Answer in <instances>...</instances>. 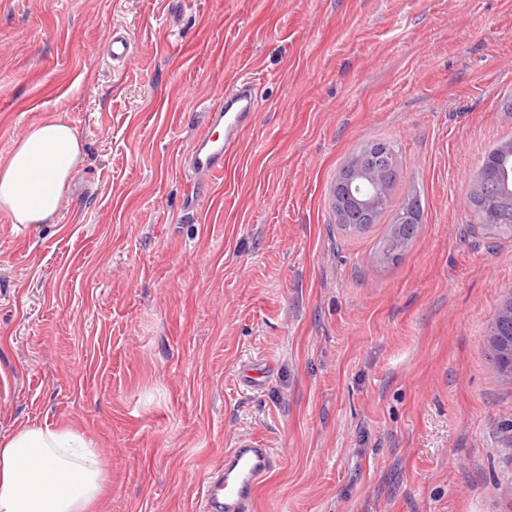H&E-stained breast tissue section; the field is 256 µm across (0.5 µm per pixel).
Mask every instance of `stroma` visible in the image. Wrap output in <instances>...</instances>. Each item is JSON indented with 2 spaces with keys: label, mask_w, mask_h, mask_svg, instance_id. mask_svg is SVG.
Masks as SVG:
<instances>
[{
  "label": "stroma",
  "mask_w": 512,
  "mask_h": 512,
  "mask_svg": "<svg viewBox=\"0 0 512 512\" xmlns=\"http://www.w3.org/2000/svg\"><path fill=\"white\" fill-rule=\"evenodd\" d=\"M239 78L253 126L197 181L184 159ZM510 103L512 0H0V159L48 118L84 143L56 223L0 213V438L82 433L98 512H195L243 431L278 458L253 512H512L485 339L512 238L465 204ZM377 139L393 204L422 205L389 263L392 212L349 236L330 196ZM107 48L112 56V62L122 67L129 65L133 55L131 44L120 30H112L107 39Z\"/></svg>",
  "instance_id": "35a3bbf8"
}]
</instances>
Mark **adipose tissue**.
<instances>
[{
  "label": "adipose tissue",
  "mask_w": 512,
  "mask_h": 512,
  "mask_svg": "<svg viewBox=\"0 0 512 512\" xmlns=\"http://www.w3.org/2000/svg\"><path fill=\"white\" fill-rule=\"evenodd\" d=\"M81 158L66 123L32 126L0 161V212L14 224L54 222ZM108 486L97 450L70 429L26 426L0 441V512H94Z\"/></svg>",
  "instance_id": "1"
}]
</instances>
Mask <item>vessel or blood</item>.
<instances>
[{
  "instance_id": "obj_1",
  "label": "vessel or blood",
  "mask_w": 512,
  "mask_h": 512,
  "mask_svg": "<svg viewBox=\"0 0 512 512\" xmlns=\"http://www.w3.org/2000/svg\"><path fill=\"white\" fill-rule=\"evenodd\" d=\"M107 48L113 62L129 65L131 44L121 31H112ZM256 109V94L248 81L225 95L223 106L210 113L189 152V167L196 177L204 180L223 172L225 156L252 127ZM276 466L272 449L256 437L238 436L225 450L223 463L202 483L197 512H253L257 489Z\"/></svg>"
}]
</instances>
